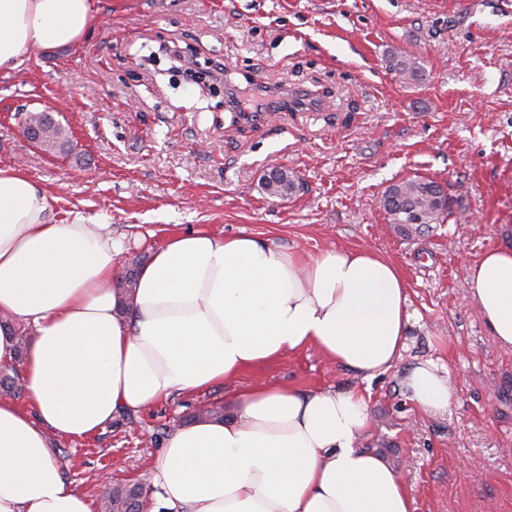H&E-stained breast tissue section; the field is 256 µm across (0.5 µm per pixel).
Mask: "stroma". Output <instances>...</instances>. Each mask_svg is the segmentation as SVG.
I'll use <instances>...</instances> for the list:
<instances>
[{
  "label": "stroma",
  "instance_id": "35a3bbf8",
  "mask_svg": "<svg viewBox=\"0 0 512 512\" xmlns=\"http://www.w3.org/2000/svg\"><path fill=\"white\" fill-rule=\"evenodd\" d=\"M80 45L31 54L0 75V169L47 189L57 220L108 224L126 255L151 256L177 232L247 233L301 258L331 247L377 250L408 284V349L363 384L316 349L235 380L116 415L80 440L57 437L63 476L98 501L104 474L151 488L170 435L201 404L257 384L299 392L366 388L361 447L406 482L415 512H512V349L499 347L468 295L466 263L512 246V0H94ZM418 57L417 84L389 70ZM223 61L241 86L319 90L318 106L245 120L223 90L188 83L179 61ZM68 126L72 149L29 141L26 113ZM285 165L304 188L260 187ZM422 176L446 187L452 214L405 232L382 207L390 185ZM430 360L448 370L446 413L409 398L404 377Z\"/></svg>",
  "mask_w": 512,
  "mask_h": 512
}]
</instances>
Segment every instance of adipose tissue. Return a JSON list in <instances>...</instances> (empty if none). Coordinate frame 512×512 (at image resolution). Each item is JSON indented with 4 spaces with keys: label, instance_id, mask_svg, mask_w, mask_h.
Segmentation results:
<instances>
[{
    "label": "adipose tissue",
    "instance_id": "obj_1",
    "mask_svg": "<svg viewBox=\"0 0 512 512\" xmlns=\"http://www.w3.org/2000/svg\"><path fill=\"white\" fill-rule=\"evenodd\" d=\"M95 23L94 0H0V75L33 50L77 46ZM120 254L108 225L54 221L41 185L0 169V365L25 349L30 405L0 399V512H92L52 437L88 436L117 413L309 348L365 381L402 358L408 286L376 251L305 260L249 234L174 235L139 268L129 304L114 286ZM466 281L512 349V247L467 264ZM404 385L423 411H447L449 377L433 362ZM232 401V417L168 439L153 512H414L401 475L358 444L363 393L259 385Z\"/></svg>",
    "mask_w": 512,
    "mask_h": 512
}]
</instances>
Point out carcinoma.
I'll return each instance as SVG.
<instances>
[{"label":"carcinoma","instance_id":"1","mask_svg":"<svg viewBox=\"0 0 512 512\" xmlns=\"http://www.w3.org/2000/svg\"><path fill=\"white\" fill-rule=\"evenodd\" d=\"M389 68L407 83L417 82L424 75V68L410 54H391ZM25 123L38 130L37 143L48 151L67 152L71 149L68 131L60 122L43 112H30ZM301 185L297 172L286 166L271 168L262 178V188L271 198L286 199L295 194ZM382 206L394 224H438L450 215V208L441 201L440 185L424 177L409 178L388 187L382 197ZM143 495V488L133 484L117 485L103 497L104 512H130L136 499Z\"/></svg>","mask_w":512,"mask_h":512}]
</instances>
